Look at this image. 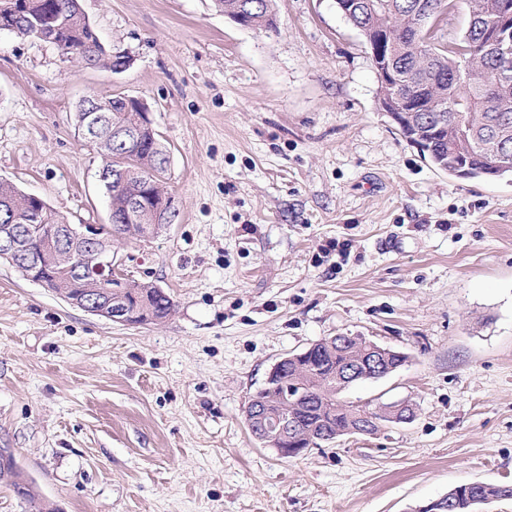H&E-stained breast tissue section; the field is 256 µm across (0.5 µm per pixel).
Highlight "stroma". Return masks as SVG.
<instances>
[{
    "label": "stroma",
    "instance_id": "stroma-1",
    "mask_svg": "<svg viewBox=\"0 0 512 512\" xmlns=\"http://www.w3.org/2000/svg\"><path fill=\"white\" fill-rule=\"evenodd\" d=\"M245 29L213 0H82L115 74L0 30V176L106 224L94 93L142 99L178 215L121 246L173 300L124 325L0 260V448L58 512H413L512 485V179H460L379 108L336 0H275ZM337 335L403 352L341 398L416 415L284 458L245 423L286 354Z\"/></svg>",
    "mask_w": 512,
    "mask_h": 512
}]
</instances>
